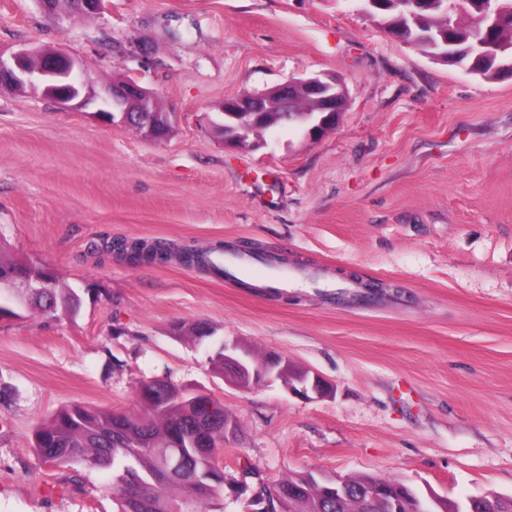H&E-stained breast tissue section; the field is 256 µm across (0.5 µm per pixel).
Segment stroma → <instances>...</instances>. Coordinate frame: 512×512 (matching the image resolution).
<instances>
[{
	"label": "stroma",
	"instance_id": "stroma-1",
	"mask_svg": "<svg viewBox=\"0 0 512 512\" xmlns=\"http://www.w3.org/2000/svg\"><path fill=\"white\" fill-rule=\"evenodd\" d=\"M59 45L97 83L137 78L177 124L154 142L0 89V253L84 293L73 318L0 320V512H115L108 473L42 463L33 434L68 405L144 413L154 377L223 404L226 477L512 497V77L434 61L356 0H111L66 19L0 0L1 52ZM137 46L147 66L127 59ZM323 73L348 98L319 138L283 127L252 151L214 131L224 99ZM107 240L221 244L299 279L251 288ZM221 341L333 391L232 386L208 363Z\"/></svg>",
	"mask_w": 512,
	"mask_h": 512
}]
</instances>
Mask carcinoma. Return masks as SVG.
<instances>
[{
	"instance_id": "obj_1",
	"label": "carcinoma",
	"mask_w": 512,
	"mask_h": 512,
	"mask_svg": "<svg viewBox=\"0 0 512 512\" xmlns=\"http://www.w3.org/2000/svg\"><path fill=\"white\" fill-rule=\"evenodd\" d=\"M482 0H461L455 13V45L450 48L452 64H463L469 72L483 79H493L500 68L512 65V24L498 29H483L478 24ZM421 24L426 29L448 33V14L434 5V0L419 2ZM385 29H395L409 46L427 54L438 52L434 43L419 36V29L399 22L398 9L374 15ZM496 39L502 51L488 60L476 55V41ZM310 107L299 99L294 111L274 116L279 127L306 129L304 110ZM19 273L39 281L25 309L12 313L19 318L33 311L50 318L73 317L82 306L79 292L61 282L55 275L22 261L0 257V281ZM139 398L145 414L103 413L82 406L59 410L51 421L34 431L33 451L44 463L58 467L85 464L112 471V481L105 490L118 505V512H214L213 505L224 501L225 493L253 492V498L266 501L277 510L282 500L291 498L299 505L297 512H390L391 502L397 501L400 512H422L426 496L395 480H386L390 500L367 507L360 493L368 476L346 478L347 492L340 497L327 493L326 484L302 483V477L282 480L277 490L267 492L258 469L243 470V479L226 482L224 472L213 468L212 462L224 449V413L218 419L202 425L198 402L204 395L190 396L164 378L141 382ZM187 459V466L174 473L164 471V461L173 450ZM489 512L490 505L481 499L466 498L448 504L450 512Z\"/></svg>"
}]
</instances>
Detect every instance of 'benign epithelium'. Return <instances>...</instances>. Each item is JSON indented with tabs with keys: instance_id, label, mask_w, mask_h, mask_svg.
I'll return each mask as SVG.
<instances>
[{
	"instance_id": "7a95c632",
	"label": "benign epithelium",
	"mask_w": 512,
	"mask_h": 512,
	"mask_svg": "<svg viewBox=\"0 0 512 512\" xmlns=\"http://www.w3.org/2000/svg\"><path fill=\"white\" fill-rule=\"evenodd\" d=\"M40 2L46 10L61 18L71 13L99 15L109 10V0H69L65 8L60 7L57 0ZM6 85L39 92L64 111L85 112L90 109L99 120L112 125H128L132 112L163 111L156 93L127 75L112 80L110 84L98 85L88 74L83 61L64 47L39 49L33 53L22 51L8 59L0 53V88ZM298 97H309L316 103L307 136L317 138L336 126L347 99V87L344 79L335 74L293 79L262 92L245 91L228 98L219 106V112L232 118L244 112L253 126L264 119L266 113L291 111L293 100ZM224 144L257 150L266 146L267 141L254 132L244 130L225 137ZM12 287L17 289L14 300L0 299V311L11 310L14 305L26 302L35 284L20 275L12 279ZM224 368L244 380H258L267 385L281 383L289 393L304 399L319 397L327 391L323 379L308 370L300 372L295 382H285L288 360L272 356L257 363L247 350L236 343H224Z\"/></svg>"
}]
</instances>
